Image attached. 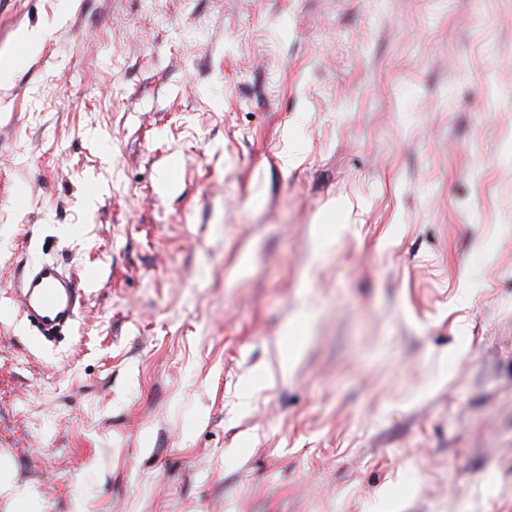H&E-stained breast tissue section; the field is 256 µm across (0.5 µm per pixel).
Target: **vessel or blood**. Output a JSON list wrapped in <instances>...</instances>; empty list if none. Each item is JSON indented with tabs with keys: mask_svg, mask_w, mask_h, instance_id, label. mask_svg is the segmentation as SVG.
Listing matches in <instances>:
<instances>
[{
	"mask_svg": "<svg viewBox=\"0 0 512 512\" xmlns=\"http://www.w3.org/2000/svg\"><path fill=\"white\" fill-rule=\"evenodd\" d=\"M19 288L25 317L46 338L71 327L83 305L75 276L53 262L28 266Z\"/></svg>",
	"mask_w": 512,
	"mask_h": 512,
	"instance_id": "vessel-or-blood-1",
	"label": "vessel or blood"
}]
</instances>
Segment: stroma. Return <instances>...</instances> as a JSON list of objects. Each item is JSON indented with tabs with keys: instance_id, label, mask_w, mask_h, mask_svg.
Wrapping results in <instances>:
<instances>
[{
	"instance_id": "obj_1",
	"label": "stroma",
	"mask_w": 512,
	"mask_h": 512,
	"mask_svg": "<svg viewBox=\"0 0 512 512\" xmlns=\"http://www.w3.org/2000/svg\"><path fill=\"white\" fill-rule=\"evenodd\" d=\"M60 2L0 0V512H512V0ZM43 41L44 36L40 33L36 34L28 31H21L18 35V42L22 48V51L7 59L3 64V68H14L24 63L28 53L36 50L43 43ZM18 288L25 317L44 339L71 327L83 305L78 280L54 262L29 265Z\"/></svg>"
}]
</instances>
